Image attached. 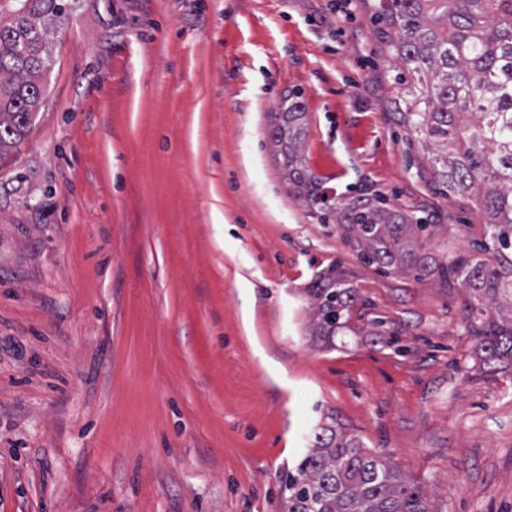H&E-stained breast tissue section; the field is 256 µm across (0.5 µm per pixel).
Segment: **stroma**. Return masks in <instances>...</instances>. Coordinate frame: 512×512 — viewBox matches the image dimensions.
<instances>
[{"instance_id": "35a3bbf8", "label": "stroma", "mask_w": 512, "mask_h": 512, "mask_svg": "<svg viewBox=\"0 0 512 512\" xmlns=\"http://www.w3.org/2000/svg\"><path fill=\"white\" fill-rule=\"evenodd\" d=\"M373 3L66 0L0 166V512H279L334 422L432 512H512V376L474 371L461 292L364 264L268 139L299 94L337 198L481 223L399 123ZM332 265L362 306L326 350ZM305 294L310 301V336L315 342L332 347L336 334L351 327V309L359 301L356 288L331 268L317 274Z\"/></svg>"}]
</instances>
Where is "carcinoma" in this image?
<instances>
[{
  "label": "carcinoma",
  "instance_id": "1",
  "mask_svg": "<svg viewBox=\"0 0 512 512\" xmlns=\"http://www.w3.org/2000/svg\"><path fill=\"white\" fill-rule=\"evenodd\" d=\"M4 2L0 165L19 151L39 111L48 36L67 17L63 0ZM373 15L399 70L403 124L427 151L438 190L477 200L484 223L438 224L380 196L329 204L301 159L306 112L294 96L282 101L270 143L295 196L322 221L334 218L363 262L462 293L478 369L494 377L512 366V0H376ZM410 79L419 91L405 87ZM449 237L467 239L469 249L431 251ZM305 294L310 336L333 346L350 327L357 290L331 268ZM281 479L282 512H430L426 494L334 425Z\"/></svg>",
  "mask_w": 512,
  "mask_h": 512
}]
</instances>
